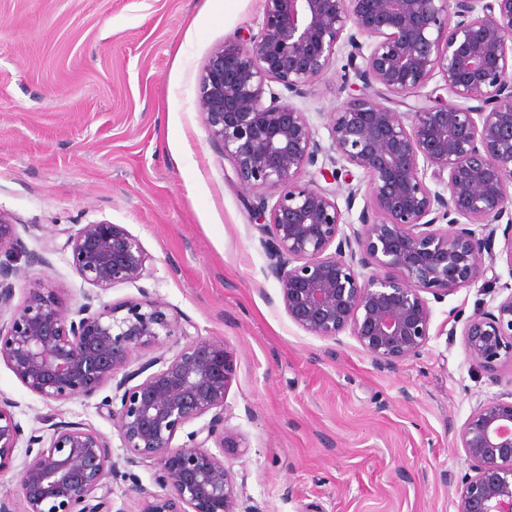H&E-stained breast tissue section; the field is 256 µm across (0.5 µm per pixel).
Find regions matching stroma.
Wrapping results in <instances>:
<instances>
[{"instance_id": "obj_1", "label": "stroma", "mask_w": 512, "mask_h": 512, "mask_svg": "<svg viewBox=\"0 0 512 512\" xmlns=\"http://www.w3.org/2000/svg\"><path fill=\"white\" fill-rule=\"evenodd\" d=\"M261 0H0V210L39 252L46 230L123 225L147 251L140 286L102 291L106 304L160 297L191 335L236 352L225 426L248 446L225 458L256 512H458L456 477L471 462L458 432L480 401L512 391V366L490 374L450 335L457 313L491 308L475 284L433 304L430 339L394 371L352 337L335 354L288 320L232 165L195 108L197 81L218 45L257 34ZM346 52L294 103L322 146L328 114L351 93ZM88 291L70 253L18 281ZM0 397L24 433L81 422L109 442L115 512H133L124 475L156 491L154 466L130 467L96 400L47 402L0 361Z\"/></svg>"}]
</instances>
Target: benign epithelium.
Masks as SVG:
<instances>
[{"label":"benign epithelium","instance_id":"7a95c632","mask_svg":"<svg viewBox=\"0 0 512 512\" xmlns=\"http://www.w3.org/2000/svg\"><path fill=\"white\" fill-rule=\"evenodd\" d=\"M262 2L260 34L209 55L197 112L238 181L256 193L267 274L288 319L335 345L346 333L377 367L393 370L428 343L432 303L495 272L501 223L512 265V0ZM342 48L367 87L405 99L437 78L455 103L429 105L427 96L395 112L365 91L353 94L330 113L324 148L284 92L303 94ZM322 153L334 169L320 174L331 181L353 168L366 179L369 205L356 224L331 190L301 181ZM45 251L70 252L82 281L101 290L149 276L148 253L121 224H83L60 246L51 230ZM1 252L0 318H8L0 360L45 401L89 400L115 384L99 407L111 414L127 462L154 461L161 489L132 482L135 512H251L240 510L224 462L246 447L224 426L234 349L196 337L167 355L164 340L188 332L144 288L119 305L97 306L85 293L73 308L35 280L16 304L15 280L50 262L26 251L0 210ZM457 320L469 360L492 373L512 365V292ZM153 350L160 354L135 364ZM11 408L0 399V474L13 469L23 435ZM458 437L473 465L458 481V512H512V392L478 403ZM35 445L19 471L22 512H112L106 478L116 463L99 432L57 424L47 437L30 435L27 448Z\"/></svg>","mask_w":512,"mask_h":512}]
</instances>
